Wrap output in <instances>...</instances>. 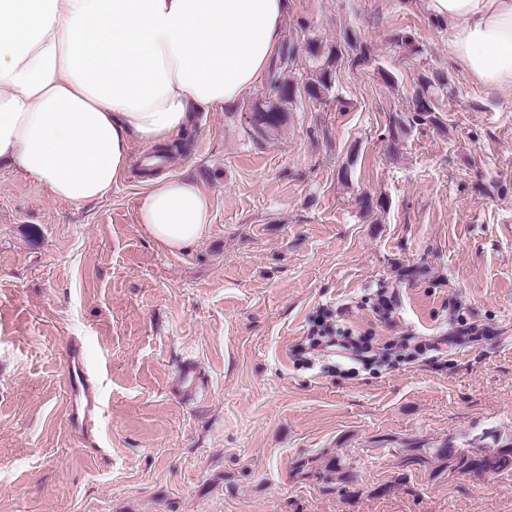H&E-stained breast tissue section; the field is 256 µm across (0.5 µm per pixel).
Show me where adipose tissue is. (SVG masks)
Returning a JSON list of instances; mask_svg holds the SVG:
<instances>
[{
	"instance_id": "obj_1",
	"label": "adipose tissue",
	"mask_w": 512,
	"mask_h": 512,
	"mask_svg": "<svg viewBox=\"0 0 512 512\" xmlns=\"http://www.w3.org/2000/svg\"><path fill=\"white\" fill-rule=\"evenodd\" d=\"M289 0H0V161L54 198H105L134 144L174 145L194 113L261 84ZM477 83L512 88V0H425ZM138 222L171 252L203 238L196 182L159 176Z\"/></svg>"
}]
</instances>
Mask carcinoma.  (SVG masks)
<instances>
[{"instance_id": "cac0c4a2", "label": "carcinoma", "mask_w": 512, "mask_h": 512, "mask_svg": "<svg viewBox=\"0 0 512 512\" xmlns=\"http://www.w3.org/2000/svg\"><path fill=\"white\" fill-rule=\"evenodd\" d=\"M344 44L360 51L359 62L371 59L370 48L361 43L355 32L344 33ZM343 51L341 45H322L315 42L306 43L305 48L295 41L286 40L281 43L276 59L272 62L267 76V83L275 90L277 97L273 101L258 102L252 108L246 122L249 125L248 134L252 140L259 142L273 130L278 129L288 121V106L306 97L310 100L323 101L330 97L336 86L337 69L341 66ZM302 58L309 59L307 71L299 73V78H283V74L298 66ZM422 90L417 93L414 111L405 116L393 118L394 125L406 129L415 125H438L441 119L432 101L433 90L445 87L444 78L437 81L425 76L422 78ZM436 457L446 463V467L460 472L476 475L489 472L499 473L512 470V448H500L493 454H483L474 451L460 452L454 448L435 449Z\"/></svg>"}]
</instances>
